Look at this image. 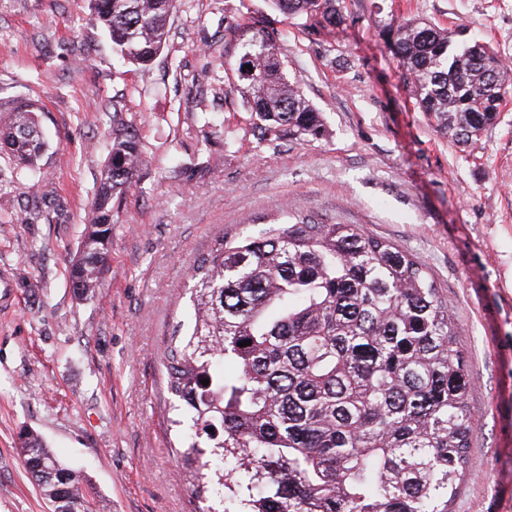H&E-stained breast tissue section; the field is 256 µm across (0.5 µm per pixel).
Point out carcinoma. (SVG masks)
I'll return each instance as SVG.
<instances>
[{
    "mask_svg": "<svg viewBox=\"0 0 512 512\" xmlns=\"http://www.w3.org/2000/svg\"><path fill=\"white\" fill-rule=\"evenodd\" d=\"M112 47L149 72L175 0H91ZM331 31L336 0H269ZM390 52L421 111L459 144L493 125L512 70L489 44L414 18L386 25ZM239 92L259 140L324 135L320 113L284 73L264 20L238 27ZM252 69H246V66ZM30 101L0 143L33 169L46 143ZM112 102L111 149L73 258L75 293L92 297L112 251V199L142 151ZM188 319L165 355L172 425L199 432L180 456L188 482L234 512H451L476 419L455 322L423 264L357 224L298 216L257 235L219 237L193 264ZM245 340L249 346H238ZM209 380L203 385L200 380ZM24 462L54 512H81L83 474L23 435Z\"/></svg>",
    "mask_w": 512,
    "mask_h": 512,
    "instance_id": "cac0c4a2",
    "label": "carcinoma"
}]
</instances>
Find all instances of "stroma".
<instances>
[{
	"mask_svg": "<svg viewBox=\"0 0 512 512\" xmlns=\"http://www.w3.org/2000/svg\"><path fill=\"white\" fill-rule=\"evenodd\" d=\"M315 30L265 0H192L170 20L149 74L123 63L90 0H0V123L33 99L39 172L0 150V512H53L24 468L40 433L82 469L93 512H205L167 418L163 363L185 320L189 271L218 236L312 215L357 224L416 256L448 301L473 386L476 429L452 512H512V98L473 147L421 112L384 22L423 19L487 42L512 63V0H340ZM266 17L284 71L321 112L324 137L260 142L237 91L234 27ZM124 98L143 159L112 201V251L93 298L71 260Z\"/></svg>",
	"mask_w": 512,
	"mask_h": 512,
	"instance_id": "obj_1",
	"label": "stroma"
}]
</instances>
